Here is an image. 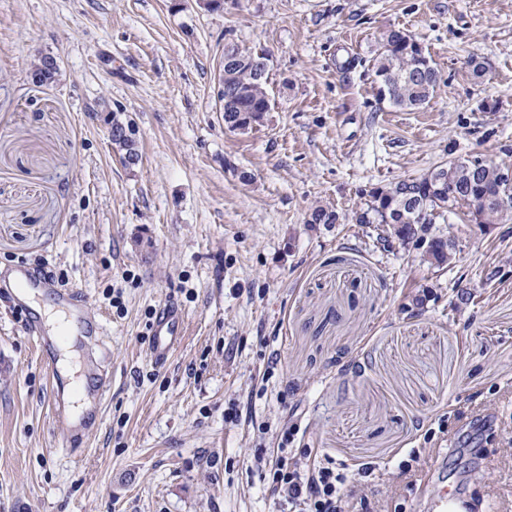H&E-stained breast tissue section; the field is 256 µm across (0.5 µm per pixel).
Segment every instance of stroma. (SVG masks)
<instances>
[{"label":"stroma","mask_w":512,"mask_h":512,"mask_svg":"<svg viewBox=\"0 0 512 512\" xmlns=\"http://www.w3.org/2000/svg\"><path fill=\"white\" fill-rule=\"evenodd\" d=\"M392 28L438 72L416 110L378 94ZM228 42L269 56L273 110L246 134L216 96ZM46 53L58 73L33 84ZM473 156L512 167V0H0V274L82 289L112 374L67 447L26 316L0 296V512H281L256 455L292 422L296 447L375 464L377 512H426L453 441L449 469L480 458L469 492L512 512V220L449 216L444 267L353 220L371 188ZM315 205L339 223L308 225ZM170 301L186 333L158 366L148 328Z\"/></svg>","instance_id":"obj_1"}]
</instances>
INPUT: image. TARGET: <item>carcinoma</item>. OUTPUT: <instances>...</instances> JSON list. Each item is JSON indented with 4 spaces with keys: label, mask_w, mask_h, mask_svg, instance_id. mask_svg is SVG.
Wrapping results in <instances>:
<instances>
[{
    "label": "carcinoma",
    "mask_w": 512,
    "mask_h": 512,
    "mask_svg": "<svg viewBox=\"0 0 512 512\" xmlns=\"http://www.w3.org/2000/svg\"><path fill=\"white\" fill-rule=\"evenodd\" d=\"M402 31L391 29L383 37V51L375 67L378 92L394 106L402 109H418L427 103L435 91L438 73L436 69H423L418 55L421 46L413 38L401 37ZM56 68L48 66V56L41 55L30 69L31 79L43 84L53 78ZM267 79L257 78L252 63L242 60L224 67V87L231 90L233 100L224 105V126L231 132L246 133L253 124L264 118L262 107L266 103ZM136 131L129 137H114L112 145L123 159L138 158ZM500 194L507 197V204L492 203L471 215L476 224H501L512 212V188L501 184L499 167L484 163L481 184L470 182L462 162L451 161L426 174L409 180H399L369 191L366 207L355 215L358 224L383 226L379 241L382 245L391 239L402 242L414 237H426L433 241L428 256L438 265L452 258V245L432 234L433 220L423 215L424 210L437 213L445 221L447 215L464 206L466 195ZM336 211L315 205L309 213V224H336Z\"/></svg>",
    "instance_id": "carcinoma-1"
}]
</instances>
